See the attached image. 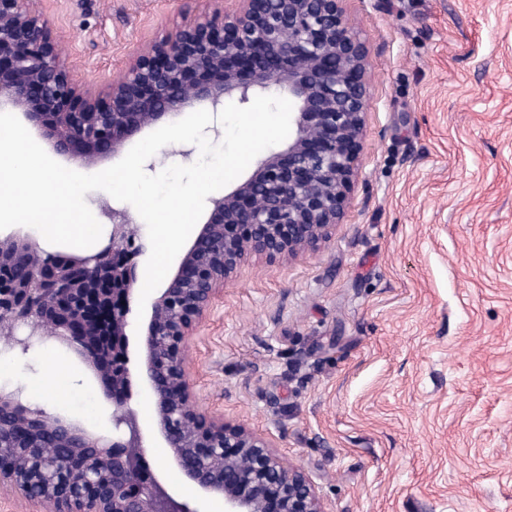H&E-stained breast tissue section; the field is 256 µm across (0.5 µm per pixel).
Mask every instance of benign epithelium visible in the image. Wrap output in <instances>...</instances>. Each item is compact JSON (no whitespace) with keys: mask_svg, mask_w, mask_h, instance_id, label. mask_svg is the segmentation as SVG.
<instances>
[{"mask_svg":"<svg viewBox=\"0 0 512 512\" xmlns=\"http://www.w3.org/2000/svg\"><path fill=\"white\" fill-rule=\"evenodd\" d=\"M143 45L123 79L102 90L79 83L34 0H0V104L22 112L53 149L98 165L143 131L206 105L275 90L292 103L293 136L251 174L210 199L141 329L143 377L156 425L184 477L224 512H328L312 479L286 466L272 440L196 408L184 344L251 256L275 264L327 242L341 223L363 151L368 106L365 44L344 0H238ZM108 240L89 255H45L0 240V335L26 348V327L75 349L112 403V437L0 393V487L56 512H191L152 472L130 409L129 300L136 283L127 212L108 215ZM61 449L56 473L47 442Z\"/></svg>","mask_w":512,"mask_h":512,"instance_id":"benign-epithelium-1","label":"benign epithelium"}]
</instances>
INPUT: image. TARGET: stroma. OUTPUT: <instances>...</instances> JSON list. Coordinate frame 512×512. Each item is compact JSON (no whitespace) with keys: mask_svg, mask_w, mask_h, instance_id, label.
I'll use <instances>...</instances> for the list:
<instances>
[{"mask_svg":"<svg viewBox=\"0 0 512 512\" xmlns=\"http://www.w3.org/2000/svg\"><path fill=\"white\" fill-rule=\"evenodd\" d=\"M82 84L210 0H35ZM369 51L360 174L329 242L251 259L186 342L194 405L274 437L328 512H512V0H346ZM147 459L192 512L128 350ZM67 370L73 386L33 393ZM112 432L73 349L0 347V391Z\"/></svg>","mask_w":512,"mask_h":512,"instance_id":"35a3bbf8","label":"stroma"}]
</instances>
